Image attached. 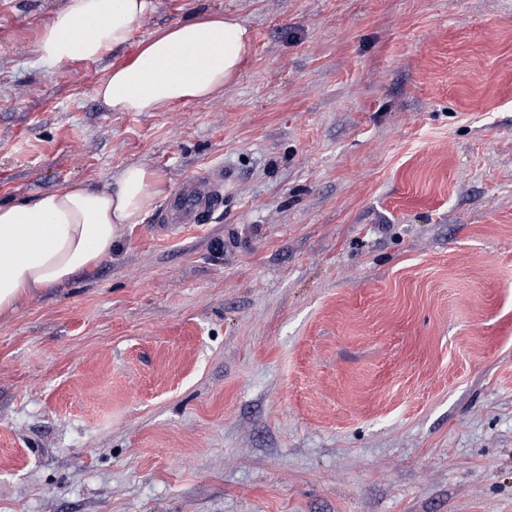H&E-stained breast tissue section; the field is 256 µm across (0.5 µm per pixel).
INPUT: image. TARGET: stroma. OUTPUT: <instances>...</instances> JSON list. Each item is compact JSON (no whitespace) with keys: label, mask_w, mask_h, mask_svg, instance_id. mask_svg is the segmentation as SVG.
I'll return each mask as SVG.
<instances>
[{"label":"stroma","mask_w":512,"mask_h":512,"mask_svg":"<svg viewBox=\"0 0 512 512\" xmlns=\"http://www.w3.org/2000/svg\"><path fill=\"white\" fill-rule=\"evenodd\" d=\"M66 4L0 0V202L136 163L162 192L0 317V512H512V0H153L56 69ZM203 11L251 34L222 93L95 97ZM231 175L222 168L197 176L183 183L168 199L165 210L167 224H201L208 214L215 212L223 201L222 182Z\"/></svg>","instance_id":"obj_1"}]
</instances>
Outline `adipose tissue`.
I'll use <instances>...</instances> for the list:
<instances>
[{
    "instance_id": "1",
    "label": "adipose tissue",
    "mask_w": 512,
    "mask_h": 512,
    "mask_svg": "<svg viewBox=\"0 0 512 512\" xmlns=\"http://www.w3.org/2000/svg\"><path fill=\"white\" fill-rule=\"evenodd\" d=\"M150 0H68L45 24L42 63L98 60L127 44ZM249 30L231 15L205 14L150 35L113 63L96 97L113 112H156L211 97L238 71ZM159 175L130 165L112 189L79 181L17 202H0V315L111 257L125 225L137 223L161 193Z\"/></svg>"
}]
</instances>
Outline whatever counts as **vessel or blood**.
Instances as JSON below:
<instances>
[{
  "label": "vessel or blood",
  "instance_id": "1",
  "mask_svg": "<svg viewBox=\"0 0 512 512\" xmlns=\"http://www.w3.org/2000/svg\"><path fill=\"white\" fill-rule=\"evenodd\" d=\"M229 178V172L218 168L183 183L166 203L167 222L181 226L201 223L221 205V186Z\"/></svg>",
  "mask_w": 512,
  "mask_h": 512
}]
</instances>
